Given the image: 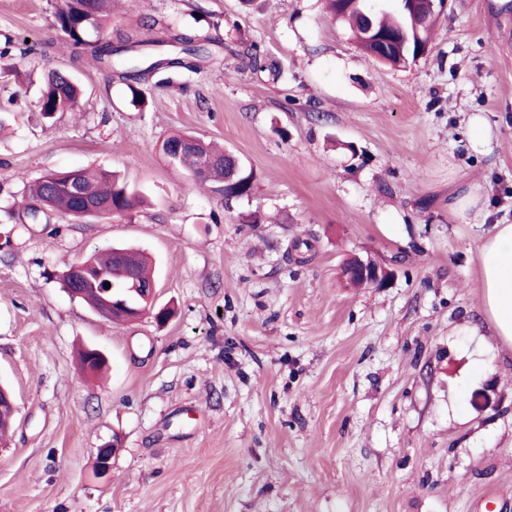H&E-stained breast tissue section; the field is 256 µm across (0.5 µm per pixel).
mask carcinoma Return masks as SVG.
<instances>
[{"label": "carcinoma", "mask_w": 512, "mask_h": 512, "mask_svg": "<svg viewBox=\"0 0 512 512\" xmlns=\"http://www.w3.org/2000/svg\"><path fill=\"white\" fill-rule=\"evenodd\" d=\"M328 2L336 20L348 24L358 46L370 55L376 52L377 43L369 37V30L385 35L406 33L407 43L394 44L385 56L386 62L392 66H406L424 55L429 49L430 31L439 19L431 8L430 0H418L413 12L406 10L400 0H383L374 10L370 9L371 0H357L350 9L346 8L343 0ZM109 15L110 0H61L55 21L75 53L91 57L100 67L128 84L132 92L131 104L136 108L145 106V98L136 85L158 74L169 76L182 69L199 70L201 63L212 57L207 44L224 47L223 39L219 37L201 39L195 34L176 32L167 27L159 28L155 37L149 40L119 32L114 43L110 41L99 45L92 42L90 26L106 28ZM240 56L253 72L269 68L255 42L243 45ZM79 93L75 80L65 75H45L40 99L41 115L51 119L56 113L72 111ZM206 158L222 160L224 151L200 139L194 148L176 159H169V163L187 167L190 175L202 183L214 184L215 191L224 194L227 201L250 193L252 173L242 167L233 177L231 166L227 164L215 166L202 174L201 164ZM71 179L87 189L98 217L125 215L142 204L141 197L110 170L50 171L29 184L24 192L23 208L27 220L33 224H47L56 216L84 218L82 200L70 190L58 187V183ZM83 264L93 276H100L117 287L126 285L133 275L144 284L152 283L145 258L132 249L109 247L83 260Z\"/></svg>", "instance_id": "carcinoma-1"}]
</instances>
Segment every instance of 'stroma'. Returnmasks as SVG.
Masks as SVG:
<instances>
[{"label": "stroma", "mask_w": 512, "mask_h": 512, "mask_svg": "<svg viewBox=\"0 0 512 512\" xmlns=\"http://www.w3.org/2000/svg\"><path fill=\"white\" fill-rule=\"evenodd\" d=\"M57 3L0 0V383L17 407L0 512H512V350L479 286L488 227L448 220L453 170L512 219V0H449L401 68L362 53L325 0H112L109 31L148 39L156 20L224 40L201 71L142 84L141 111L66 42ZM252 41L280 76L245 67ZM51 69L83 95L45 122ZM476 114L495 132L483 152ZM178 132L234 153L250 195L169 164ZM84 167L119 172L145 205L21 221L29 183ZM112 245L150 256L168 322L113 324L61 287L65 264ZM354 255L387 263L388 285L345 287ZM84 345L104 375L81 370ZM470 133L469 143L473 150L482 152L490 145L493 137L491 126L480 115L468 119Z\"/></svg>", "instance_id": "stroma-1"}]
</instances>
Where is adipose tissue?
Instances as JSON below:
<instances>
[{"label":"adipose tissue","instance_id":"1","mask_svg":"<svg viewBox=\"0 0 512 512\" xmlns=\"http://www.w3.org/2000/svg\"><path fill=\"white\" fill-rule=\"evenodd\" d=\"M448 216L455 224L493 225L478 246L482 308L493 323L495 336L512 347V221L490 222L483 187L458 174L448 181Z\"/></svg>","mask_w":512,"mask_h":512}]
</instances>
